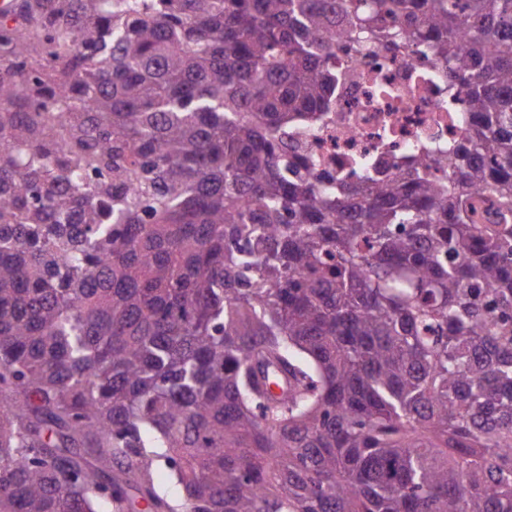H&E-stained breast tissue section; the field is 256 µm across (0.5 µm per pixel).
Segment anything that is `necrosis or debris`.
Masks as SVG:
<instances>
[{
  "label": "necrosis or debris",
  "instance_id": "obj_1",
  "mask_svg": "<svg viewBox=\"0 0 512 512\" xmlns=\"http://www.w3.org/2000/svg\"><path fill=\"white\" fill-rule=\"evenodd\" d=\"M337 119L295 129L294 139L324 170L350 173L354 158L394 162L416 146L461 140L465 124L448 101L433 58L402 50H354L337 43Z\"/></svg>",
  "mask_w": 512,
  "mask_h": 512
}]
</instances>
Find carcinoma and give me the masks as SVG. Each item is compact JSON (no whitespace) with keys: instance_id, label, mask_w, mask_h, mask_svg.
<instances>
[{"instance_id":"cac0c4a2","label":"carcinoma","mask_w":512,"mask_h":512,"mask_svg":"<svg viewBox=\"0 0 512 512\" xmlns=\"http://www.w3.org/2000/svg\"><path fill=\"white\" fill-rule=\"evenodd\" d=\"M338 39L462 140L317 171ZM0 512H512V0L0 9ZM153 475L158 489L163 492L169 500L179 502L181 490L174 484L170 472L163 462H156L153 465Z\"/></svg>"}]
</instances>
